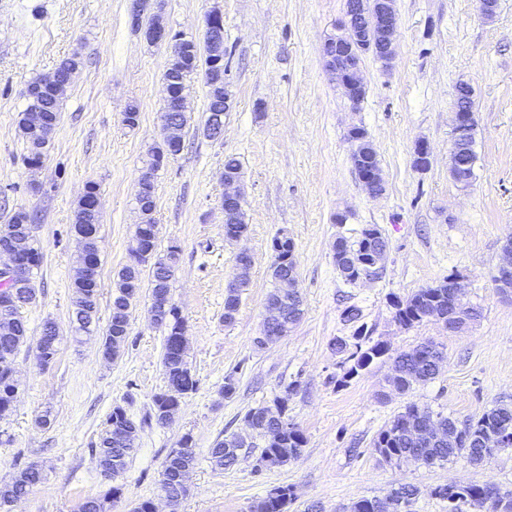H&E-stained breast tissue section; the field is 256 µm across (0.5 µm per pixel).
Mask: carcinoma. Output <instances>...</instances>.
I'll return each mask as SVG.
<instances>
[{
    "label": "carcinoma",
    "mask_w": 512,
    "mask_h": 512,
    "mask_svg": "<svg viewBox=\"0 0 512 512\" xmlns=\"http://www.w3.org/2000/svg\"><path fill=\"white\" fill-rule=\"evenodd\" d=\"M375 0H346V8L357 7L364 25L372 24L371 10ZM224 45L204 42V47L195 43L183 46L181 55L171 59L169 76L177 79L186 77L197 70L199 63H204L208 76L209 95L206 109L204 131L206 137L218 139L224 133V113L215 112L213 108L219 102L230 97L224 89V75L215 72L212 60L217 50ZM83 64L78 52L63 58L55 68V74L76 73ZM33 96L28 98L25 110L19 113L18 128L26 143L27 159L37 160L48 154L50 146L39 136V129H56L62 112L63 100L54 96L48 77L39 76L30 84ZM475 118H470V132L467 139L456 144L458 154L475 161ZM348 137L356 142L359 160L352 163L356 175H361L369 166L380 164L378 153L367 131L361 126H353ZM136 203L141 213V222L136 225L134 238L141 242L139 259L119 270L114 282L110 319L101 343L102 356L114 359L129 336L131 310L142 288V267L150 265L151 300L160 315L159 327L164 329L162 364L167 381V389L152 398L151 412L145 419L161 422L164 415L179 407L181 399L196 391L197 380L191 373L186 360V351L180 349L178 337L184 333L183 320L178 307L172 302L171 281L179 259L180 249L176 245L168 247L166 254L157 253L158 224L153 218L155 210V185L145 184L136 194ZM33 221V216L24 210L16 211L7 224L0 225V243L11 241L26 258L27 274L20 280L8 282L0 279V296L5 293L15 295L17 303L5 306L0 303V360L13 359L20 348L27 342L28 327L21 315V310L33 304L37 298L35 271L43 262L42 247L33 237L19 236L15 230L22 224ZM101 212L88 208L83 201H78L74 234L80 253L95 260V269L89 277L74 280V310L72 328L78 335L91 336L96 330L98 314V268L100 259L99 226ZM248 231L243 205L231 206L224 224V236L229 241H237ZM388 244L380 229L375 225L362 228L359 237L353 241L338 239V250L334 254V263L339 275L348 283L354 284L364 275L379 277L380 271L368 266H353L345 256H365L371 251L387 249ZM273 262L271 265L274 288L267 296V305L279 307L282 314L280 327L289 332L301 320L303 315L302 298L293 287L297 278L295 244L289 237H277L272 242ZM449 277L438 283L420 288L407 297L395 296L391 300L394 309L393 320L404 329H409L429 317L435 318L443 325H448V288ZM249 284V269L244 268L238 280L227 289L224 297V322L234 321L239 309L240 296ZM351 344L342 338L334 341L340 364H350L340 383L367 369L374 361L386 357L391 360V374L387 382L391 391L403 394L417 385L433 380L444 361L440 346L432 341L418 344L408 350L396 353L380 342L363 345V330H358ZM58 332L53 321L43 325L36 349L45 362H51L57 352ZM18 387L0 371V419L12 409ZM288 412L287 400L278 397L273 404H261L252 407L244 414V421L260 429L265 441L257 456V467L284 465L297 460L306 445L302 431L292 422L288 427L279 425L281 415ZM421 421H432L443 428L444 433L453 434L455 438H440L434 434H414L412 427ZM512 434V405L496 404L487 409L479 418L460 422L440 413H433L429 408L416 403L405 405L403 411L396 414L377 434L373 442L374 451L386 462L405 460L420 461L427 466L448 462L454 458L464 457L472 463L484 461L486 443L492 436L502 433ZM137 448V425L129 417L126 409L115 406L108 415L106 427L95 442L92 452L100 462L103 477L115 478L126 469L128 461ZM253 445L246 444L231 433L216 440L208 449L210 463L219 469L229 468L237 462L241 453L250 454ZM196 453L193 438L186 434L178 441L177 447L171 449L161 472L160 487L168 496L178 495L181 479L193 468ZM42 480V469L37 463H30L19 469L9 481L0 484V512H9L11 503L18 497L26 496ZM419 490L414 486H401L388 492L382 498H362L353 505V512H394L395 505H400L399 512H412V506ZM295 501L292 488L279 486L271 489L267 495L254 506V512H288V507Z\"/></svg>",
    "instance_id": "1"
}]
</instances>
